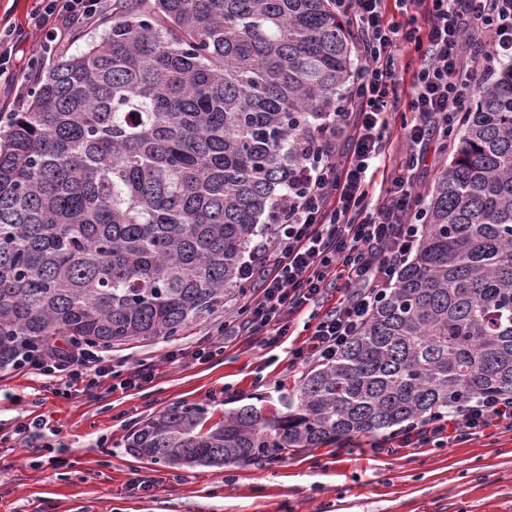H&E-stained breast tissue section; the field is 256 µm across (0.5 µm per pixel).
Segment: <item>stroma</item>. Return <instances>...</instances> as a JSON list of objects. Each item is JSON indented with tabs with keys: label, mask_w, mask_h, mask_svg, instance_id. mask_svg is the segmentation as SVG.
Masks as SVG:
<instances>
[{
	"label": "stroma",
	"mask_w": 512,
	"mask_h": 512,
	"mask_svg": "<svg viewBox=\"0 0 512 512\" xmlns=\"http://www.w3.org/2000/svg\"><path fill=\"white\" fill-rule=\"evenodd\" d=\"M227 302L172 338L133 341L113 361L156 368L131 392L56 395L46 377L0 370V512H512V430L445 448H401L388 434L356 435L282 460L221 468L155 464L124 437L169 407L200 404L213 420L244 403L281 409L306 367L288 363L305 338L295 320L278 344L240 337L206 362L172 365L168 352L206 342L236 312ZM46 418L48 430L17 433ZM152 491L129 490L132 472Z\"/></svg>",
	"instance_id": "1"
}]
</instances>
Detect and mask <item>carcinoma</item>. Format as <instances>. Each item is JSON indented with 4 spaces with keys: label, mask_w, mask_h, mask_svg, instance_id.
<instances>
[{
    "label": "carcinoma",
    "mask_w": 512,
    "mask_h": 512,
    "mask_svg": "<svg viewBox=\"0 0 512 512\" xmlns=\"http://www.w3.org/2000/svg\"><path fill=\"white\" fill-rule=\"evenodd\" d=\"M335 0H112L0 126V367L55 343L173 337L241 294L293 145L341 105L355 37ZM395 288L286 411L168 408L153 463L279 460L512 395V61L461 113Z\"/></svg>",
    "instance_id": "1"
}]
</instances>
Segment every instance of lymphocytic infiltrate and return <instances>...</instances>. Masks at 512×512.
<instances>
[{"instance_id": "lymphocytic-infiltrate-1", "label": "lymphocytic infiltrate", "mask_w": 512, "mask_h": 512, "mask_svg": "<svg viewBox=\"0 0 512 512\" xmlns=\"http://www.w3.org/2000/svg\"><path fill=\"white\" fill-rule=\"evenodd\" d=\"M104 8V0H37L30 24L59 42L67 26L93 20ZM336 11L356 30L365 65L346 111L321 113L314 136L302 142L304 157L291 171L288 193L274 201L267 230L241 269L242 279L256 285L244 301L242 335L264 334L273 344L305 316L307 338L288 350L293 366L333 360L394 286L424 230L415 166L470 109L478 74H493L495 60L512 58V0H336ZM411 51L422 61L409 72L400 60ZM404 71L410 90L403 96ZM401 106L413 119L404 133L408 158L395 163L389 116ZM345 137L352 150L337 155ZM378 172L383 178L373 204L369 187ZM330 288L340 299L317 313ZM19 366L51 378L62 395L76 387L91 394L106 381L125 392L155 376L151 368H115L109 356L91 350L32 353ZM509 430L512 397L485 396L416 421L403 441L444 448Z\"/></svg>"}]
</instances>
